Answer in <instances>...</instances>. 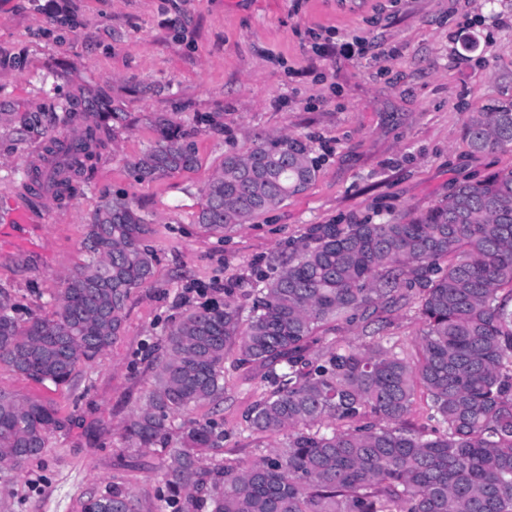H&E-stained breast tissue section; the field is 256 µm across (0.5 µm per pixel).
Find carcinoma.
Masks as SVG:
<instances>
[{
    "instance_id": "cac0c4a2",
    "label": "carcinoma",
    "mask_w": 512,
    "mask_h": 512,
    "mask_svg": "<svg viewBox=\"0 0 512 512\" xmlns=\"http://www.w3.org/2000/svg\"><path fill=\"white\" fill-rule=\"evenodd\" d=\"M120 118L109 90L78 87L24 119L50 137L45 165L21 186L36 198L69 204L112 140ZM133 164L140 180L189 171L198 159L172 119ZM474 153L512 148V103L474 113L465 132ZM317 161L298 137L253 135L229 151L203 190L197 223L222 233L247 224L315 181ZM151 222L122 194L102 200L82 241L86 261L65 277L50 318L20 322L0 291V364L34 382H72L121 335L131 291L148 285L155 255ZM247 319L234 302L186 312L165 338L144 405L124 427L136 448L168 444L172 419L224 396V363L258 364L276 388L246 415L260 435L288 441L240 470L204 468L224 442L215 421H190L164 470L159 512H512V169L456 183L448 197L399 221L370 218L313 224L272 258ZM415 299L424 327L412 363L379 342L306 353L320 325L380 321ZM422 386L434 438L403 420ZM62 427L58 410L0 389V463L40 456ZM83 512H139L131 494L91 496Z\"/></svg>"
}]
</instances>
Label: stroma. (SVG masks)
Returning a JSON list of instances; mask_svg holds the SVG:
<instances>
[{"label":"stroma","instance_id":"obj_1","mask_svg":"<svg viewBox=\"0 0 512 512\" xmlns=\"http://www.w3.org/2000/svg\"><path fill=\"white\" fill-rule=\"evenodd\" d=\"M73 17L58 24L53 5ZM512 0H0V56L23 71L0 74V112L24 114L79 86L110 89L123 112L112 144L70 205L45 200L32 224L12 223L20 173L37 141L0 135V287L20 319L48 317L103 198L122 193L149 216L150 285L133 290L121 336L72 384H39L0 365V388L52 402L62 420L48 452L0 467V512H82L90 494L119 488L154 512L164 447L132 448L123 428L142 407L166 334L186 310L232 300L249 311L258 273L312 224L384 222L445 199L460 179L512 168V150L472 153L465 129L485 105L512 101ZM360 37L367 51L342 50ZM472 40L465 50L463 40ZM334 43L316 53V41ZM220 113L221 127L205 122ZM167 114L188 135L198 165L138 180L131 165ZM302 137L319 159L309 188L252 223L219 234L196 222L202 190L225 151L254 132ZM417 304L388 313L376 334L358 325L322 331L310 348L380 340L419 357ZM265 368L224 365V398L185 418L217 420L224 446L205 466L249 467L286 434L257 435L245 416L271 386Z\"/></svg>","mask_w":512,"mask_h":512}]
</instances>
